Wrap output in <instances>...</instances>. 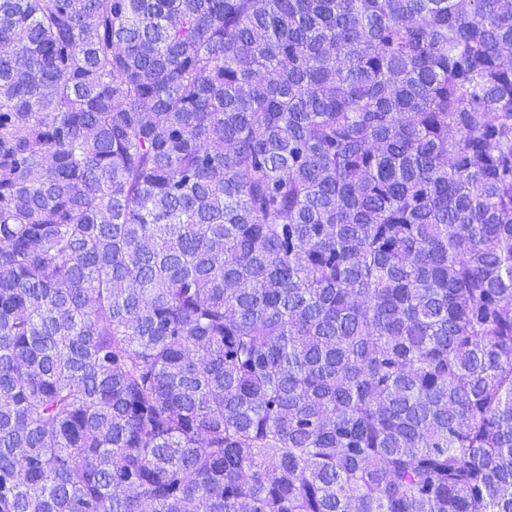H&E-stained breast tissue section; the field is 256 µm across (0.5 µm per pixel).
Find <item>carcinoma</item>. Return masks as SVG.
Here are the masks:
<instances>
[{
	"label": "carcinoma",
	"mask_w": 512,
	"mask_h": 512,
	"mask_svg": "<svg viewBox=\"0 0 512 512\" xmlns=\"http://www.w3.org/2000/svg\"><path fill=\"white\" fill-rule=\"evenodd\" d=\"M0 46V512H512V0Z\"/></svg>",
	"instance_id": "obj_1"
}]
</instances>
